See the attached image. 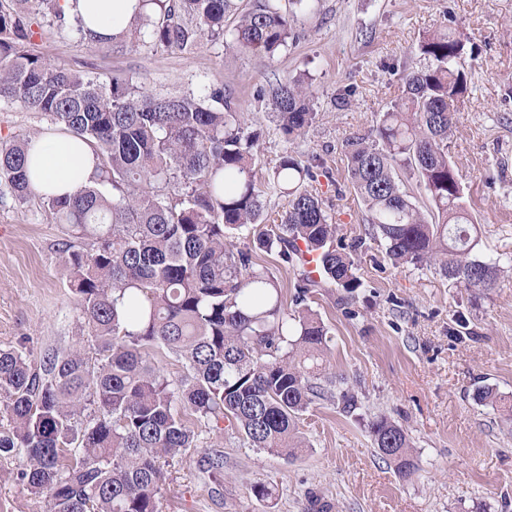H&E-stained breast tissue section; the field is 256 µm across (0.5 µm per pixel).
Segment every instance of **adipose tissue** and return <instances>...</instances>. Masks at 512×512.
Wrapping results in <instances>:
<instances>
[{"label":"adipose tissue","mask_w":512,"mask_h":512,"mask_svg":"<svg viewBox=\"0 0 512 512\" xmlns=\"http://www.w3.org/2000/svg\"><path fill=\"white\" fill-rule=\"evenodd\" d=\"M133 0H72L70 7L82 14L92 31L109 38L133 20ZM30 186L39 195H72L91 185L98 159L81 139L51 129L38 136L28 154Z\"/></svg>","instance_id":"ef3b65f1"}]
</instances>
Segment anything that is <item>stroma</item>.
Returning <instances> with one entry per match:
<instances>
[{
	"label": "stroma",
	"instance_id": "obj_1",
	"mask_svg": "<svg viewBox=\"0 0 512 512\" xmlns=\"http://www.w3.org/2000/svg\"><path fill=\"white\" fill-rule=\"evenodd\" d=\"M442 25L467 32L475 49L465 59L468 93L457 104L448 155L464 178L487 255L512 257V0H315L296 27L301 36L275 59L232 43L202 40L191 52L141 47L101 51L72 32L44 28L36 49L90 75H143L157 92L203 97L224 85L241 112L245 132L257 131V169L267 174L284 150L315 167L311 189L331 208L340 234L364 232L363 205L344 188L342 144L365 134L397 103L410 52ZM304 76L317 114L314 124L285 142L269 97L258 91L276 78ZM50 119L0 103V140L42 134ZM62 225L38 202L0 200V347L30 348L35 358L77 352L94 358L75 294L69 287ZM251 249L275 277L292 308L299 272L276 255ZM364 283L347 294L331 283L307 303L330 335L328 371L358 396L355 410L322 400L303 412L297 428L307 442L293 457L251 447L232 426L196 425V447L163 467L161 512H305L308 497L332 512H512V419L473 398L494 387L512 405V270L485 296L449 287L430 271L393 267L385 246L367 240L355 256ZM465 315L472 332L454 335ZM384 414L407 429L420 467L410 480L373 445L368 424ZM224 455V485L212 491L201 461ZM24 454L0 459V512H48L18 474ZM272 490L257 499L256 483Z\"/></svg>",
	"mask_w": 512,
	"mask_h": 512
}]
</instances>
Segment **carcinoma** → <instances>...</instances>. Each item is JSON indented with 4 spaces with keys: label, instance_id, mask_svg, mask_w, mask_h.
Instances as JSON below:
<instances>
[{
    "label": "carcinoma",
    "instance_id": "cac0c4a2",
    "mask_svg": "<svg viewBox=\"0 0 512 512\" xmlns=\"http://www.w3.org/2000/svg\"><path fill=\"white\" fill-rule=\"evenodd\" d=\"M67 0H0V102L39 112L82 138L100 160L96 181L71 197H37L27 169L30 136L0 141V194L39 199L52 223L79 235L65 244L69 287L100 358L48 353L40 360L0 348V394L9 427L0 458L24 451L20 481L47 498L49 512H161L162 465L196 447L187 415L233 424L254 448L281 456L303 443L296 421L332 392L324 374L328 330L307 304L319 282L348 294L359 236H338L322 196L308 189L311 168L290 151L271 175L257 176V135H246L234 99L214 85L203 98L154 94L145 79L104 84L37 53L43 23L96 42ZM313 0H137L134 21L112 47L147 44L191 52L204 38H231L274 59L297 39L295 20ZM461 30L424 36L417 67L404 70L401 102L368 134L343 143L345 180L366 213L365 234L385 243L396 265L429 269L453 288L485 294L500 259L484 254L476 217L448 156L453 103L468 90L460 70L473 47ZM292 140L316 119L311 93L284 77L260 95ZM404 167L423 187L429 215L399 179ZM288 206L267 222L265 207ZM253 232L260 250L300 271L295 309L283 307L272 273L230 241ZM316 256L307 270L306 255ZM165 348L187 375H161L152 353ZM93 418H81L88 407ZM375 448L410 479L418 471L406 430L384 415L369 423ZM221 484L224 455L203 457Z\"/></svg>",
    "mask_w": 512,
    "mask_h": 512
}]
</instances>
